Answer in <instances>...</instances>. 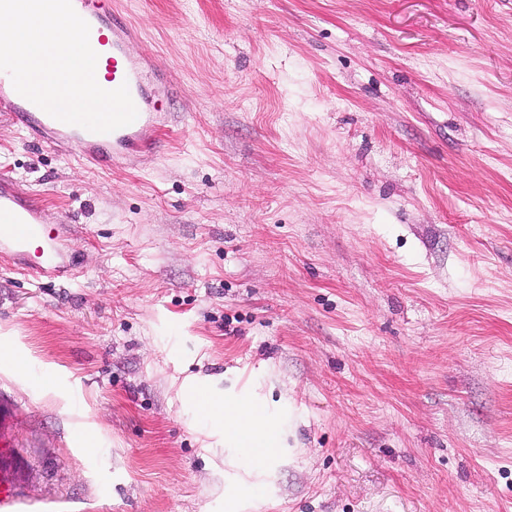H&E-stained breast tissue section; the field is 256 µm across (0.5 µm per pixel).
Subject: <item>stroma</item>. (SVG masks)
Instances as JSON below:
<instances>
[{
  "instance_id": "obj_1",
  "label": "stroma",
  "mask_w": 512,
  "mask_h": 512,
  "mask_svg": "<svg viewBox=\"0 0 512 512\" xmlns=\"http://www.w3.org/2000/svg\"><path fill=\"white\" fill-rule=\"evenodd\" d=\"M120 2L157 148L0 116L74 266L0 254L16 512H512V0ZM213 423L224 429V440L242 454H256L257 448H279L276 429L263 411L249 400L207 403Z\"/></svg>"
}]
</instances>
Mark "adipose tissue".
<instances>
[{
  "mask_svg": "<svg viewBox=\"0 0 512 512\" xmlns=\"http://www.w3.org/2000/svg\"><path fill=\"white\" fill-rule=\"evenodd\" d=\"M207 408L213 423L223 429L225 440L242 454L252 455L260 448L278 447L275 428L253 402H211Z\"/></svg>",
  "mask_w": 512,
  "mask_h": 512,
  "instance_id": "obj_1",
  "label": "adipose tissue"
}]
</instances>
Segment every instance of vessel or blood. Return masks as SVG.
<instances>
[{
    "label": "vessel or blood",
    "instance_id": "b4317fda",
    "mask_svg": "<svg viewBox=\"0 0 512 512\" xmlns=\"http://www.w3.org/2000/svg\"><path fill=\"white\" fill-rule=\"evenodd\" d=\"M77 14L90 26L89 42L98 66L106 70L104 89L127 85L137 110L130 125L98 133L60 121L20 95L10 75L0 71V113L27 130L34 141L53 147L73 146L78 156L95 165L109 166L154 149L161 118L148 105V78L156 72L153 59L133 54L135 28L122 21L112 0H72ZM41 207L11 177L0 175V252L22 261L35 276L62 272L66 266L59 245H51L43 260L31 258V245L44 231ZM11 462L0 460V512H13L18 499Z\"/></svg>",
    "mask_w": 512,
    "mask_h": 512
}]
</instances>
